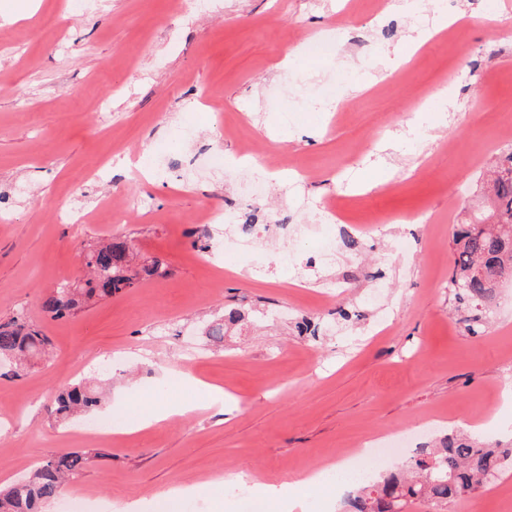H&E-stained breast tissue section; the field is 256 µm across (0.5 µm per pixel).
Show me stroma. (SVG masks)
<instances>
[{
  "label": "stroma",
  "instance_id": "obj_1",
  "mask_svg": "<svg viewBox=\"0 0 512 512\" xmlns=\"http://www.w3.org/2000/svg\"><path fill=\"white\" fill-rule=\"evenodd\" d=\"M26 3L0 0V321L25 312L51 353L0 377V487L50 455L98 448L48 512L71 495L88 512H157L174 486L192 489L178 512H217L200 490L229 470L289 482L380 432H417L393 468L468 424L503 439L512 408L489 396L512 390V283L479 314L448 282L461 203L481 204L485 173L512 152L498 136L512 114V0H443L457 25L407 61L396 52L419 26L386 0H209L203 12L190 0H37L14 20ZM327 82L346 114L333 128L310 105ZM251 141L315 177L294 187L257 168L265 191L251 196L241 177L200 165ZM132 149L190 173L131 179ZM104 196L125 223H68ZM208 208L302 231L252 235L248 252L226 254L221 240L241 231L215 224L199 242ZM373 213L411 221L366 223ZM111 235L138 263L164 259L168 276L45 318L43 296L79 281L83 249ZM327 237L334 252L312 260ZM228 307L244 318L211 341L203 329ZM305 318L318 335L299 329ZM165 367L223 388V401L171 383ZM84 378L109 384L105 417L186 411L99 439L83 419L50 414L55 389ZM152 380L162 391L145 395ZM407 512H512V472L478 496Z\"/></svg>",
  "mask_w": 512,
  "mask_h": 512
}]
</instances>
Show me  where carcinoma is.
<instances>
[{
	"instance_id": "cac0c4a2",
	"label": "carcinoma",
	"mask_w": 512,
	"mask_h": 512,
	"mask_svg": "<svg viewBox=\"0 0 512 512\" xmlns=\"http://www.w3.org/2000/svg\"><path fill=\"white\" fill-rule=\"evenodd\" d=\"M512 152L493 171L491 204L471 211L470 218L454 234V270L451 284L456 298L477 307H487L495 293L494 282L503 276L512 280ZM87 278L77 285L64 283L42 301L44 315L63 320L75 311L110 298L142 280L169 274L166 262L155 258L126 273L128 242L114 236L84 252ZM242 318L230 309L224 318L210 322L204 333L216 340L224 336V322ZM50 345L43 330L23 314L0 323V361L12 359L19 373L33 358L45 354ZM103 393L90 382L60 386L54 395L53 414L57 421L101 408ZM91 452L54 454L39 463L27 477L0 490V512H44L65 482L80 476ZM512 471V440L484 446L475 434H449L437 446L423 445L404 468L389 471L354 487L347 500V512H404L408 502L418 500L435 507L452 504L461 497L474 496Z\"/></svg>"
}]
</instances>
